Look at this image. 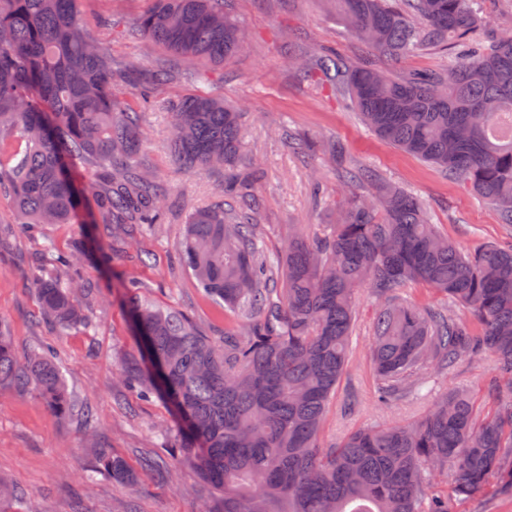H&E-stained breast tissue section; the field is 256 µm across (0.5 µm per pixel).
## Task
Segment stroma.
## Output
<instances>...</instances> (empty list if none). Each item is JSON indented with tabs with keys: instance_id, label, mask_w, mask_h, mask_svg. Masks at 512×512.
Instances as JSON below:
<instances>
[{
	"instance_id": "stroma-1",
	"label": "stroma",
	"mask_w": 512,
	"mask_h": 512,
	"mask_svg": "<svg viewBox=\"0 0 512 512\" xmlns=\"http://www.w3.org/2000/svg\"><path fill=\"white\" fill-rule=\"evenodd\" d=\"M149 2L81 0L79 16L113 59L151 69L165 60V53L147 38L123 30L124 21L136 18ZM231 11L247 47L211 71L202 89L245 114L241 159L243 166L256 164L263 171L256 222L268 262H275L287 243L289 225L306 235L334 222L346 200L338 176L344 166L374 173V181L361 183V194L372 193L379 181L415 194L432 222L461 248L512 241V226L499 223L481 200L440 169L381 140L338 87L320 71H300L297 62L302 48L319 47L349 60L376 62L388 71L441 70L447 63L443 53L425 49L405 60L376 59L337 17L331 0H232ZM193 88L186 80L170 85L159 93V106L143 115L144 159L165 184L168 221L143 229L135 253L116 248L112 271L85 264L84 274L94 286L82 299L88 325L59 332L40 319L37 296L27 286L47 248L68 250L85 225L47 224L38 236H28L14 222L8 194H0V324L18 358L38 345L49 348L76 403L94 412L89 425L77 417L63 420L35 391L0 390V476L12 488L34 495L37 512H72L79 502L89 512H125L130 504L137 512H215L219 506L195 469L151 466V459L165 456L160 431L176 429V420L163 401L139 402L120 381L125 358L136 352L120 281L136 283L157 305L178 308L207 333L243 324L204 293L179 253L189 212L213 203L224 185L220 171L177 170L165 149L171 116L161 103ZM292 136L312 140L314 150L293 149L288 143ZM334 144L341 147L342 159L332 157ZM378 305L370 288H360L351 359L324 417V444L361 427L413 422L451 389L466 390L481 408H491L485 383L492 361L485 356L448 373L424 371L401 401L382 404L369 354ZM102 451L123 457L136 471L137 485L95 473Z\"/></svg>"
}]
</instances>
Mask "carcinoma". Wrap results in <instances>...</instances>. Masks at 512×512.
<instances>
[{"mask_svg": "<svg viewBox=\"0 0 512 512\" xmlns=\"http://www.w3.org/2000/svg\"><path fill=\"white\" fill-rule=\"evenodd\" d=\"M80 0H0V190L16 222L111 228L126 247L144 225L167 222L162 180L142 157V112L183 76L182 60L222 66L247 44L228 0H151L131 35L171 63L143 71L116 63L79 23ZM340 19L379 56L448 51L441 72L395 76L322 52L300 69L335 70L350 105L387 143L433 164L512 224V28L486 29L481 0H334ZM120 75L137 95L112 92ZM168 147L185 172L224 171V201L191 211L181 258L206 294L246 319L212 336L125 283L138 356L124 387L168 404L179 421L160 435L193 465L224 505L220 512H454L492 483L512 494V245L459 248L420 200L381 184L353 196L336 223L312 238L291 231L273 277L256 233L255 166L242 168V115L195 91L168 100ZM85 241L50 254L30 286L41 319L61 332L86 323ZM409 283L454 309L403 298ZM381 299L370 358L378 395L401 399L429 367L446 372L489 356L493 407L454 390L408 424L370 426L326 446L324 414L351 358L359 288ZM35 389L62 419L79 411L47 348L24 361L0 332V388ZM112 481L134 485L125 459L98 457Z\"/></svg>", "mask_w": 512, "mask_h": 512, "instance_id": "cac0c4a2", "label": "carcinoma"}]
</instances>
